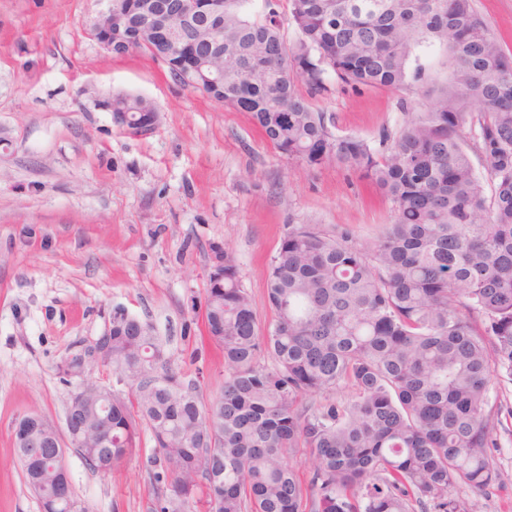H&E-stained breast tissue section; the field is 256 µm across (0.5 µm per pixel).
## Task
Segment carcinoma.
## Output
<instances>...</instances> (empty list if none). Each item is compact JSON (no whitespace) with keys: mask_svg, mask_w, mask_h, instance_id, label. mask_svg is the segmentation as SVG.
Instances as JSON below:
<instances>
[{"mask_svg":"<svg viewBox=\"0 0 512 512\" xmlns=\"http://www.w3.org/2000/svg\"><path fill=\"white\" fill-rule=\"evenodd\" d=\"M223 3L220 48L204 19L173 22L164 40L131 19L112 54L142 52L174 75L171 43L193 45L224 67L225 106L249 113L289 158L369 180L393 224L362 245L288 225L266 274L265 334L224 249V286L207 284L204 303L224 353V387L208 403L149 323L113 311L115 384L85 382L75 396L92 430L77 453L108 472L148 430L149 466L168 475L162 512H192L201 496L215 512H465L453 488L499 484L490 391L512 384V54L475 0H288L290 47L272 0L263 14L252 0ZM435 47L446 54L443 82L428 62ZM207 77L204 68L180 83L198 91ZM331 77L355 90L421 83L427 102L376 144L337 135L299 90L320 95ZM112 111L154 108L119 93ZM342 385L352 397L338 405ZM16 452L26 483L44 489L41 512H65L66 462Z\"/></svg>","mask_w":512,"mask_h":512,"instance_id":"1","label":"carcinoma"}]
</instances>
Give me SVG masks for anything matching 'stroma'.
<instances>
[{
  "label": "stroma",
  "mask_w": 512,
  "mask_h": 512,
  "mask_svg": "<svg viewBox=\"0 0 512 512\" xmlns=\"http://www.w3.org/2000/svg\"><path fill=\"white\" fill-rule=\"evenodd\" d=\"M105 7L0 0V512H40L15 456V424L32 413L63 418L72 387L59 367L114 309L149 321L173 368L209 399L224 383L203 319L212 246L234 252L265 331L266 268L288 225L366 242L393 220L357 174L297 163L247 113L183 87L158 61L113 56L91 34ZM118 93L152 104L153 133L113 122L104 103ZM425 99L418 85L332 82L313 106L333 116L334 133L374 141ZM498 443L503 485L452 491L468 512H512V434ZM153 452L144 439L107 473L67 452L75 495L90 512H160L145 469Z\"/></svg>",
  "instance_id": "1"
}]
</instances>
